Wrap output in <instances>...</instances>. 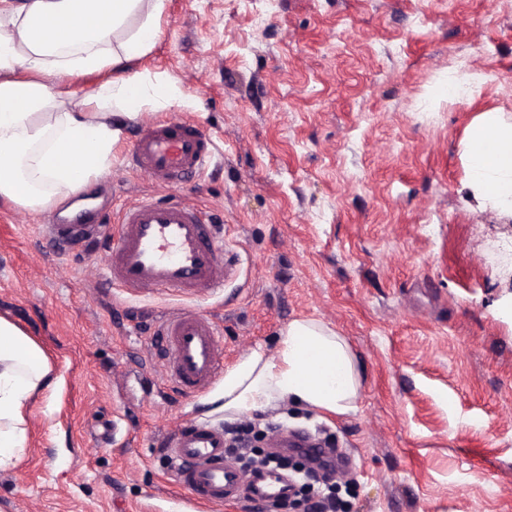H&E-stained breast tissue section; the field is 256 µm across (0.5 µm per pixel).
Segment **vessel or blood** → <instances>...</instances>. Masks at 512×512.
<instances>
[{
	"mask_svg": "<svg viewBox=\"0 0 512 512\" xmlns=\"http://www.w3.org/2000/svg\"><path fill=\"white\" fill-rule=\"evenodd\" d=\"M214 154L211 138L196 124L172 120L144 128L131 150L134 168L162 187H180L200 176ZM58 242L72 245L102 237L111 260L107 278L127 291L199 294L224 285V240L209 220L186 201L144 198L126 206L118 225L54 224ZM166 375L186 396L209 389L223 372L224 347L217 325L181 310L160 324ZM176 481L211 506L246 499L271 512L289 493L286 476L262 469L244 476L224 461V431L201 423L183 425L168 438Z\"/></svg>",
	"mask_w": 512,
	"mask_h": 512,
	"instance_id": "obj_1",
	"label": "vessel or blood"
}]
</instances>
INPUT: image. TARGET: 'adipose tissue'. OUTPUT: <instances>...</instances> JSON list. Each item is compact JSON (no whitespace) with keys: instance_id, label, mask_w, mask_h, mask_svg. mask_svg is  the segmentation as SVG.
<instances>
[{"instance_id":"obj_1","label":"adipose tissue","mask_w":512,"mask_h":512,"mask_svg":"<svg viewBox=\"0 0 512 512\" xmlns=\"http://www.w3.org/2000/svg\"><path fill=\"white\" fill-rule=\"evenodd\" d=\"M166 0H0V198L38 208L80 192L107 166L112 147L147 100L174 92L137 63L155 45ZM111 72L77 109L65 84L43 75ZM474 197L512 216V122L489 115L467 137ZM53 368L21 328L0 317V465L24 448L32 397L56 385ZM359 373L342 336L313 319L292 320L275 355L255 350L224 374L207 405L232 418L281 401L344 416Z\"/></svg>"}]
</instances>
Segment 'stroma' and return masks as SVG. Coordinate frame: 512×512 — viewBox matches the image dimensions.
Wrapping results in <instances>:
<instances>
[{"label": "stroma", "mask_w": 512, "mask_h": 512, "mask_svg": "<svg viewBox=\"0 0 512 512\" xmlns=\"http://www.w3.org/2000/svg\"><path fill=\"white\" fill-rule=\"evenodd\" d=\"M139 69L178 96L143 106L81 196L112 225L151 194L193 202L230 274L196 298L128 294L101 244L48 236L64 206L0 202V317L59 378L0 467V512H252L193 501L163 446L228 424L165 378L156 329L183 309L217 323L228 368L296 318L345 338L354 412L246 418L268 456L285 434L326 442L341 512H512V218L473 198L465 153L474 122L512 120V0H168ZM171 120L215 148L178 189L129 164Z\"/></svg>", "instance_id": "stroma-1"}]
</instances>
